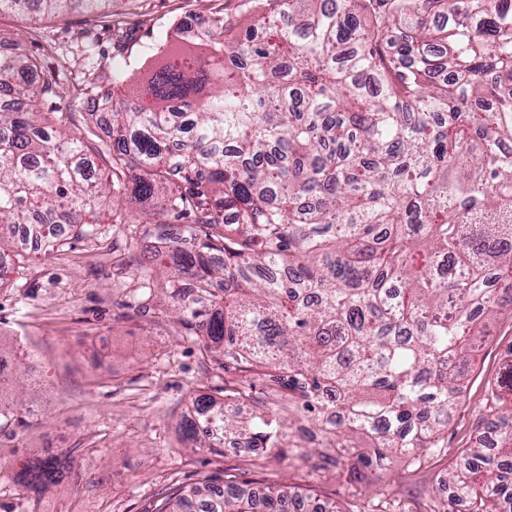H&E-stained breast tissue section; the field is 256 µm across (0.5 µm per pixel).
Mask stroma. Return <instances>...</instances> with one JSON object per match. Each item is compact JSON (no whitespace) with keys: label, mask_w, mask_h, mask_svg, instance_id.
Here are the masks:
<instances>
[{"label":"stroma","mask_w":512,"mask_h":512,"mask_svg":"<svg viewBox=\"0 0 512 512\" xmlns=\"http://www.w3.org/2000/svg\"><path fill=\"white\" fill-rule=\"evenodd\" d=\"M190 13L244 23L257 9L241 0H112L94 14L70 10L38 20L5 11L0 40L58 83L60 96L42 105L41 122L54 125L58 112L69 111L70 134L92 144L98 127L86 110L89 82L119 76V97L155 107L147 80L178 49L175 26ZM166 208L160 195H122L118 208L102 206L100 223L62 249L28 251L0 285V355L23 381L24 403L41 411L27 426L0 432V512H158L167 495L205 480L244 490L285 484L339 512H361L369 499L364 482L337 479L313 450L266 459L186 440L183 416L202 395L239 392L244 411L261 404L301 426L312 420L262 376L224 370L161 305L146 264L163 249L155 231L171 220ZM511 358L506 312L474 352L445 452L418 467L399 455L386 462L391 512H441L443 479L488 438L486 393L511 379ZM47 458L59 470L56 482L45 491L26 487L28 467Z\"/></svg>","instance_id":"stroma-1"}]
</instances>
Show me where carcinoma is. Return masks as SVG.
Segmentation results:
<instances>
[{
	"instance_id": "1",
	"label": "carcinoma",
	"mask_w": 512,
	"mask_h": 512,
	"mask_svg": "<svg viewBox=\"0 0 512 512\" xmlns=\"http://www.w3.org/2000/svg\"><path fill=\"white\" fill-rule=\"evenodd\" d=\"M95 12L112 0H0V12ZM246 28L211 18L216 67L166 64L147 92L177 104L111 112L100 177L89 147L38 123L60 96L16 51L0 58V229L49 247L89 223L121 177L191 223L156 269L162 302L224 369L262 370L317 414L347 480L447 447L488 321L512 307V0H263ZM20 250L0 235V283ZM19 378L0 375V432ZM200 396L201 448L230 439L277 456L285 421ZM495 434L448 474L471 512H512V398L485 402ZM39 460L28 484L56 481ZM158 512H336L279 485L260 498L208 484Z\"/></svg>"
}]
</instances>
